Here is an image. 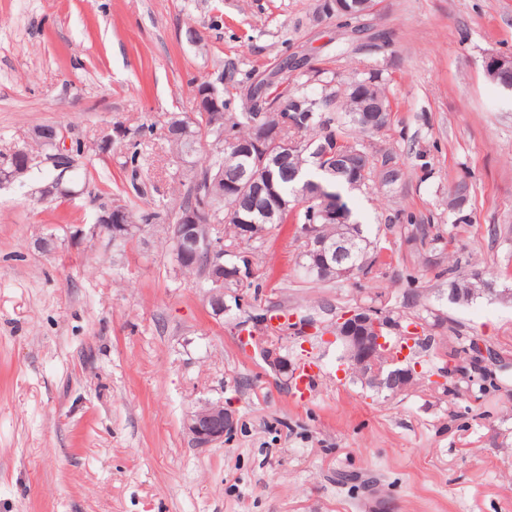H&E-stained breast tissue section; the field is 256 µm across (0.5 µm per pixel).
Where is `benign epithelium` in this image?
Wrapping results in <instances>:
<instances>
[{
  "instance_id": "1",
  "label": "benign epithelium",
  "mask_w": 512,
  "mask_h": 512,
  "mask_svg": "<svg viewBox=\"0 0 512 512\" xmlns=\"http://www.w3.org/2000/svg\"><path fill=\"white\" fill-rule=\"evenodd\" d=\"M371 2L358 5L351 4L349 0H326V9L336 14H351L362 16L370 11ZM485 73L492 81L512 72V56L491 55L484 63ZM224 78L208 82L194 90L193 107L183 115L172 117L168 128L170 136L183 138L190 133V124L195 121L194 114H217L224 117L219 111L220 99L224 97V90L220 85ZM266 109L264 100L255 101L256 116L254 119L255 138L250 143L236 144L237 152H246L254 156L255 151L263 149V144L274 140L275 144L287 150L297 145V136L289 137L287 131L295 130L299 124L297 113L289 112L283 116L281 124L269 128L263 121V112ZM356 121L367 130H377L383 126L389 117L376 107L365 106L356 113ZM33 137L51 149L47 159L58 174L39 188L40 197L48 199L66 192L63 186L64 176L69 172L75 162V144L69 140L67 132L54 125L44 126L33 132ZM314 164L318 170L331 176L342 172L349 167L357 166L359 171L366 172L372 163L368 154L356 155L344 153L335 147L317 146L311 151ZM37 156L27 150H19L0 164V184L10 183L25 175L36 162ZM234 189L242 187L252 189V193H259L263 189V171L260 165L242 166L237 170L235 181L229 183ZM316 217L332 224L345 223V215L329 200H323ZM219 221L213 211L202 203L192 208L182 217L179 223L170 226L171 241L180 254L182 264L190 265L198 262L199 256L206 258L202 278L210 288L209 305L216 317L224 315V233H212V224ZM143 225L129 223V215L123 205L114 203L102 210L97 223L92 227V233L99 231L109 235L112 240H126L141 231ZM302 240L307 243L306 252L314 260V266L324 274H336L342 278H350L357 274V269L351 263L350 250L347 241H332L318 233L315 224L303 226ZM400 331L399 325L387 312L373 306L359 305L336 320L333 328L335 339L339 340L345 352V362L350 370L358 375L363 384L379 391L396 394L406 387L414 384L419 374L416 368L402 365L403 356L386 357V348L390 345L389 333ZM260 355L269 368L277 375H286L291 372L288 359L281 354L277 343L257 342ZM184 427L190 435L194 445L198 448H208L224 443V435L233 429L234 418L224 408L221 401L206 402L200 407L190 411L185 420Z\"/></svg>"
}]
</instances>
